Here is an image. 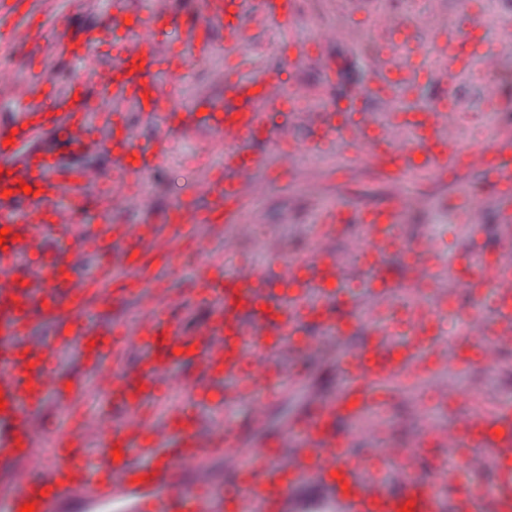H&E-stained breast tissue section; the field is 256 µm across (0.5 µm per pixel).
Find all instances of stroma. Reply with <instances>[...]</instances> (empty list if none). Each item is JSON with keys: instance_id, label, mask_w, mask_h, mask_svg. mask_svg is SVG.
Listing matches in <instances>:
<instances>
[{"instance_id": "obj_1", "label": "stroma", "mask_w": 512, "mask_h": 512, "mask_svg": "<svg viewBox=\"0 0 512 512\" xmlns=\"http://www.w3.org/2000/svg\"><path fill=\"white\" fill-rule=\"evenodd\" d=\"M40 8L51 32V44L44 60L33 64V71L45 73L60 87L78 78L91 81L86 63L70 55L64 48V41L69 34L85 27L111 25L112 0H42ZM340 21L336 0H303L300 21L294 29L264 31L260 44L251 50L252 64L242 69V77H258L261 69L270 64L282 67L287 85L304 89L309 110H335L348 92L368 87L372 61L381 44L378 31L369 22L359 24V37L351 45L321 42L319 31ZM296 42L313 47L311 59L298 67L293 65L290 55V46ZM324 54L344 60L343 79L338 86L327 88L323 85L319 58ZM228 66L224 39L219 36L215 39L213 52L204 60L192 63L190 77H182L177 71L163 73V83L177 86L173 110L189 112L200 98L218 96L222 91L221 78ZM488 88V81L482 75V64L478 61L459 74L453 87L464 127L475 137L497 136L512 127V85L501 91L504 107L498 111L486 106ZM294 138L302 152L291 174L285 177L278 171V152L273 144L267 141L255 144L256 150L266 159L263 177L267 188L251 204L255 222L250 233L239 236L237 254L261 267L270 265L274 259L285 260L304 251L320 208L341 206L366 211L387 204L396 191L395 185L374 171L352 166L343 146H335L328 152L307 149L306 131L302 128L296 130ZM223 168L224 148L219 133L173 132L171 147L162 163L138 179L144 198L142 207L117 211L112 219L119 224L161 222L163 215L177 201L194 195L197 182L207 172ZM313 183L318 186L314 194L308 190ZM465 187L479 193L485 190L483 179L477 173L462 181L451 177L410 178L408 188L420 196L421 206L403 227L408 238L414 241L425 237L445 240L448 243L447 261L466 258L469 243L464 231L457 228L450 205L452 196ZM199 267V262L189 260L176 274L165 271L159 274L163 286L185 297V309L176 311L175 316L189 329L202 326L209 314L207 306L196 301L193 294ZM302 363L305 377L297 388L287 389L270 408L265 429L269 441H276L286 420L297 413L306 400L333 393L341 382L335 363L324 362L322 355H304ZM447 382L460 389L477 387L501 399L512 400V349L503 351L498 365L448 372ZM175 397V408L196 414L209 425L216 424L228 412L242 423L248 418V409L243 404L228 408L217 397L199 401L187 389L176 392ZM426 417L444 426L452 420L453 413L439 401H432L423 409L411 399L390 407L382 419V426L396 441L406 443L416 438Z\"/></svg>"}]
</instances>
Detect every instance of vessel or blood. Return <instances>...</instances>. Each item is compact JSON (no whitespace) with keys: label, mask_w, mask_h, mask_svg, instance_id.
Instances as JSON below:
<instances>
[{"label":"vessel or blood","mask_w":512,"mask_h":512,"mask_svg":"<svg viewBox=\"0 0 512 512\" xmlns=\"http://www.w3.org/2000/svg\"><path fill=\"white\" fill-rule=\"evenodd\" d=\"M343 22L329 35L348 42L357 18L374 22L389 36L376 59L369 100L352 95L341 114L321 113L307 122L305 95L282 93L284 72L267 68L254 79L226 75L218 98L192 112H174V89L160 79L178 57L166 33L184 31L188 59L207 57L215 33H223L238 63L266 29L293 27L301 0H203L200 14L185 19L167 0H112L122 32L81 30L71 38L75 53L92 63L95 93L81 84L56 87L38 74L14 81L0 70V88L9 91L14 118L0 126V512H222L231 495L236 512H512V400L479 407V389L440 393L456 406L448 427L424 423L420 435L395 445L382 435L379 411L404 400L433 376L432 354L451 343L449 367L497 362L501 325L512 322V254L480 249L484 199L492 197L504 236L512 237V135L495 140H462L449 131L457 114L453 98L443 97L433 114L410 108L394 112L397 92L414 95L418 78L449 87L463 63L499 62L512 55V35L497 40L475 37L471 24L440 16L413 17L411 27L392 25L378 0H341ZM444 36L433 52L420 49L413 27ZM15 34L25 60L44 56L49 31L35 0H0V31ZM135 105L157 136L145 144L128 127L122 105ZM394 112L402 136L382 135L377 112ZM103 115L99 131L87 130L90 117ZM306 127L311 146L322 150L336 139L351 147L353 165H366L393 184L408 177L480 172L488 195L466 193L453 208L468 232L471 255L448 265L446 242L417 247L402 230L420 199L394 194L380 208L361 213L343 207L320 211L315 244L288 263L261 269L237 263L225 272L213 256L212 242L198 225L253 223L249 201L266 182L261 154L250 150L256 138L274 141L279 168L291 171L289 137ZM216 131L224 139V172L205 176L197 195L177 203L159 224H111L113 209L140 204L135 179L151 171L170 145L172 128ZM76 133L74 149L83 156L109 150L113 175L97 166H72L41 148L46 134ZM97 191L105 221L86 225L77 214L83 192ZM362 229L351 243L368 288L351 286L346 270L333 262L324 244ZM72 243L95 240L99 266L78 278L72 262L50 250V237ZM205 260L194 295L208 303L201 328L186 330L173 312L184 298L162 286L159 270L177 269L186 251ZM466 294L469 304L455 303ZM140 302L132 321L92 319L94 310ZM457 328L446 339L444 321ZM343 339L365 329L363 341L339 352L342 383L330 398L311 400L290 420L279 447L266 442L244 447L239 421L223 418L208 427L176 411L156 422L166 393L192 387L207 397L228 385L227 403L247 402L253 427L265 425L284 384H296L304 370L295 363L281 371L282 354H299L310 328ZM74 347L105 397L92 430L49 433L40 420L48 397L60 399L73 415L84 412L86 384L54 367L59 348ZM140 352L126 368V352ZM201 370L185 380L178 365ZM95 442L86 453V439ZM374 440L373 454L362 455L360 439ZM53 442L55 461L41 470L43 445ZM223 459L239 481L218 494L196 480L203 461ZM426 468H419V461Z\"/></svg>","instance_id":"obj_1"}]
</instances>
